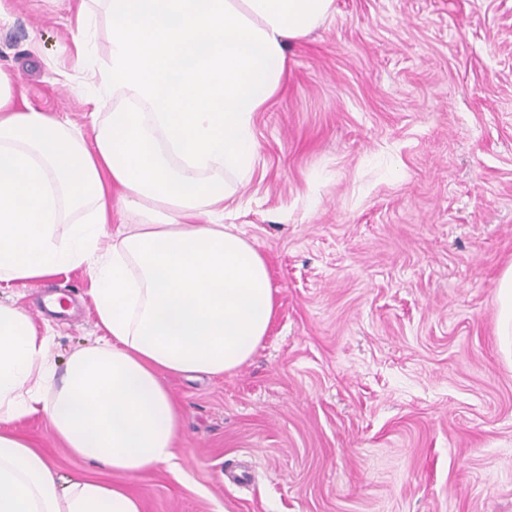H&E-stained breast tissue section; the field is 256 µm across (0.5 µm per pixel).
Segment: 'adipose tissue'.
Masks as SVG:
<instances>
[{
	"instance_id": "adipose-tissue-1",
	"label": "adipose tissue",
	"mask_w": 512,
	"mask_h": 512,
	"mask_svg": "<svg viewBox=\"0 0 512 512\" xmlns=\"http://www.w3.org/2000/svg\"><path fill=\"white\" fill-rule=\"evenodd\" d=\"M332 5L106 0L89 141L0 69V283L88 266L102 330L60 370L50 335L0 303V512H141L124 478L171 465L180 436L165 377L233 372L267 336V264L224 209L253 167L254 115L287 77L288 41ZM35 415L112 480L61 477L13 429Z\"/></svg>"
}]
</instances>
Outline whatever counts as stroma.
<instances>
[{
	"label": "stroma",
	"mask_w": 512,
	"mask_h": 512,
	"mask_svg": "<svg viewBox=\"0 0 512 512\" xmlns=\"http://www.w3.org/2000/svg\"><path fill=\"white\" fill-rule=\"evenodd\" d=\"M80 0H0V66L89 128ZM254 118L258 154L224 221L264 257L277 312L221 377L169 376L174 469L125 478L143 512H512V0H334L289 43ZM67 75L83 87L68 92ZM87 266L0 289L65 364L100 331ZM18 434L65 477L110 479L48 419Z\"/></svg>",
	"instance_id": "obj_1"
}]
</instances>
